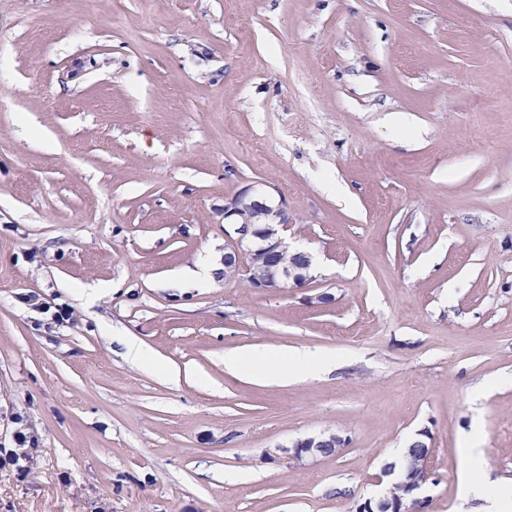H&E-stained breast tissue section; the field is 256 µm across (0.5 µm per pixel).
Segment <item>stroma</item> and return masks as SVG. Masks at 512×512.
<instances>
[{"label":"stroma","instance_id":"stroma-1","mask_svg":"<svg viewBox=\"0 0 512 512\" xmlns=\"http://www.w3.org/2000/svg\"><path fill=\"white\" fill-rule=\"evenodd\" d=\"M245 190L313 279L169 287ZM298 346L336 362L224 368ZM18 410L0 512H356L417 434L452 512L475 425L512 483V0H0V445ZM21 303L30 306L32 309L39 311L42 314H47L51 324L60 327H67L68 324L74 321V311L66 302L55 303L44 301L40 294L29 292L19 296ZM335 361L328 352L306 347L276 351L267 347L224 354V368L257 382L290 383L316 376ZM275 363L276 368H268ZM12 423L14 430L12 434L13 446L12 448H35L38 444V437L30 431L28 427V418L22 411H17L12 414ZM346 441L332 432H323L297 441L294 445L293 457L300 461L314 455H331L344 447Z\"/></svg>","mask_w":512,"mask_h":512}]
</instances>
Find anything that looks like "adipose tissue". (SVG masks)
<instances>
[{"mask_svg": "<svg viewBox=\"0 0 512 512\" xmlns=\"http://www.w3.org/2000/svg\"><path fill=\"white\" fill-rule=\"evenodd\" d=\"M334 361L331 353L306 347L276 351L267 347L230 351L224 367L232 373L264 383H290L318 375ZM460 454L465 468L459 476L460 499L482 501L484 512H512V484L490 481L483 472V452L479 431L462 440Z\"/></svg>", "mask_w": 512, "mask_h": 512, "instance_id": "adipose-tissue-1", "label": "adipose tissue"}]
</instances>
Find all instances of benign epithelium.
<instances>
[{
	"label": "benign epithelium",
	"mask_w": 512,
	"mask_h": 512,
	"mask_svg": "<svg viewBox=\"0 0 512 512\" xmlns=\"http://www.w3.org/2000/svg\"><path fill=\"white\" fill-rule=\"evenodd\" d=\"M246 211L254 212L258 221H241ZM224 224L231 227V231L225 232L230 242L224 248V279H234L244 272L252 286L261 291L311 280L310 254L297 255L291 266L281 263L282 256L290 252L286 235L288 220L282 208L274 209L244 191L224 205ZM345 443L341 436L323 432L296 442L293 457L300 461L308 456L331 455ZM428 455L425 442L413 443L406 452V465L396 483L402 494L394 493L390 487L382 497L366 501L359 512H421L428 499L416 492L428 480Z\"/></svg>",
	"instance_id": "7a95c632"
}]
</instances>
